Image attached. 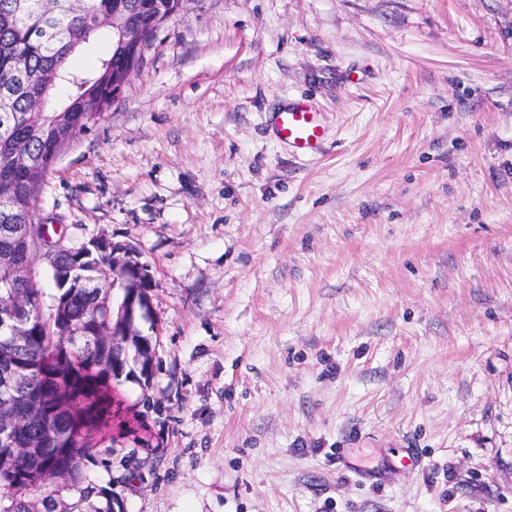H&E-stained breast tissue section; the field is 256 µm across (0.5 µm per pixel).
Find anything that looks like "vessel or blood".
Returning <instances> with one entry per match:
<instances>
[{"label":"vessel or blood","instance_id":"obj_1","mask_svg":"<svg viewBox=\"0 0 512 512\" xmlns=\"http://www.w3.org/2000/svg\"><path fill=\"white\" fill-rule=\"evenodd\" d=\"M273 127L281 142L304 156L316 155L325 136L319 113L303 102L274 113Z\"/></svg>","mask_w":512,"mask_h":512}]
</instances>
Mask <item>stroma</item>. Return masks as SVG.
<instances>
[{
  "mask_svg": "<svg viewBox=\"0 0 512 512\" xmlns=\"http://www.w3.org/2000/svg\"><path fill=\"white\" fill-rule=\"evenodd\" d=\"M34 223L153 278L124 512H512V0H192ZM273 127L277 138L296 153L314 156L325 136L320 115L304 102H296L280 112H274ZM91 245H93L95 249L101 247L105 250H112V252L114 250L115 254L120 253L121 255H125L124 264L129 270L133 271L136 275H147V277L150 278L147 266L140 261L139 252L131 249L128 244L115 243L111 239L103 237L91 240Z\"/></svg>",
  "mask_w": 512,
  "mask_h": 512,
  "instance_id": "1",
  "label": "stroma"
}]
</instances>
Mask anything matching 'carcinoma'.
<instances>
[{"instance_id":"obj_1","label":"carcinoma","mask_w":512,"mask_h":512,"mask_svg":"<svg viewBox=\"0 0 512 512\" xmlns=\"http://www.w3.org/2000/svg\"><path fill=\"white\" fill-rule=\"evenodd\" d=\"M21 12L15 0H0V90L13 94V111L0 116V206L33 208L35 195L53 167L54 155L67 138L96 126L89 104L112 105V74L128 55L125 35L114 32L111 54L92 73L71 65L75 54L91 44L101 29L92 25L100 13L121 7L138 21L156 10V0H87L85 13L61 8L50 15L40 0H27ZM27 57L28 72L18 77L12 52ZM68 109V123L53 126L50 117L33 125L27 119L35 97L56 96ZM23 139L43 155L38 174L7 162L13 141ZM51 274L54 292L46 294L39 281L20 290L30 295L25 334L16 342L0 328V376L13 374L9 387H0V402L14 407L12 444H0V512H30L39 506L54 512L65 502L75 512H114L112 495L88 477L97 463L90 446L93 435L112 427V380L135 377L148 387L143 364L130 357L154 355L157 339L143 333L129 308L141 302L152 282H135L118 268L113 290L74 288L68 278L80 270L76 256L62 254ZM79 325L86 336H65L63 329Z\"/></svg>"}]
</instances>
